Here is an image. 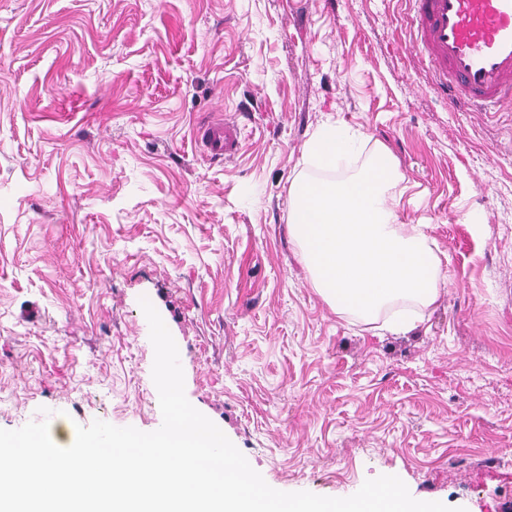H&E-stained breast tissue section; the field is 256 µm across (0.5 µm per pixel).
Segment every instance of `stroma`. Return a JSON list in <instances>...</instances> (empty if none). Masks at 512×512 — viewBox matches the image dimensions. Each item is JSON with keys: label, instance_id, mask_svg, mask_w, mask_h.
I'll use <instances>...</instances> for the list:
<instances>
[{"label": "stroma", "instance_id": "35a3bbf8", "mask_svg": "<svg viewBox=\"0 0 512 512\" xmlns=\"http://www.w3.org/2000/svg\"><path fill=\"white\" fill-rule=\"evenodd\" d=\"M411 32L407 0H0V429L157 430L144 297L272 488L512 512V112L449 111ZM327 121L361 135L340 174L390 155L442 261L408 332L336 316L289 233ZM239 134L237 125L224 122V119L213 118L204 126L200 140L207 155L225 158L239 150Z\"/></svg>", "mask_w": 512, "mask_h": 512}]
</instances>
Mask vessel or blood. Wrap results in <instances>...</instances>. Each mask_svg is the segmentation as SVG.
<instances>
[{"label": "vessel or blood", "instance_id": "1", "mask_svg": "<svg viewBox=\"0 0 512 512\" xmlns=\"http://www.w3.org/2000/svg\"><path fill=\"white\" fill-rule=\"evenodd\" d=\"M414 37L405 45L424 59L450 110L512 109V0H408ZM237 125L214 118L200 140L205 153L229 157Z\"/></svg>", "mask_w": 512, "mask_h": 512}]
</instances>
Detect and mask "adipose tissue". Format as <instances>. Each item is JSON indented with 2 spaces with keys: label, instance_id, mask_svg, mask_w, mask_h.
Masks as SVG:
<instances>
[{
  "label": "adipose tissue",
  "instance_id": "obj_1",
  "mask_svg": "<svg viewBox=\"0 0 512 512\" xmlns=\"http://www.w3.org/2000/svg\"><path fill=\"white\" fill-rule=\"evenodd\" d=\"M353 146L350 130L334 122L310 137L304 158L334 176L292 183L289 230L310 281L339 318L403 331L408 318H386L385 310L400 302L433 306L444 281L442 263L423 225L399 222V201L388 190L403 176L384 150L357 173L337 175Z\"/></svg>",
  "mask_w": 512,
  "mask_h": 512
}]
</instances>
